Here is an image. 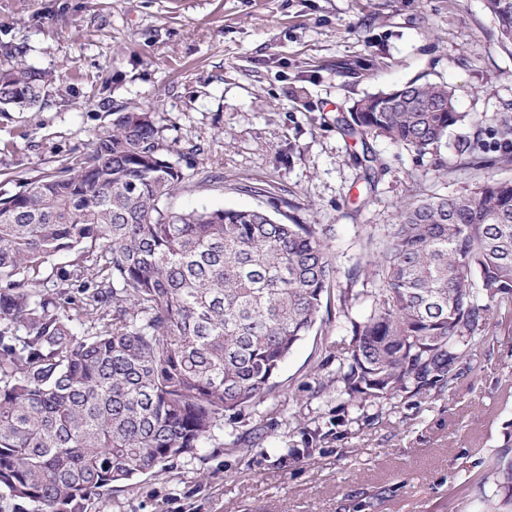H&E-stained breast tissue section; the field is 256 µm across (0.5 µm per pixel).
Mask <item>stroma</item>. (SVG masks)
I'll return each mask as SVG.
<instances>
[{
	"instance_id": "stroma-1",
	"label": "stroma",
	"mask_w": 512,
	"mask_h": 512,
	"mask_svg": "<svg viewBox=\"0 0 512 512\" xmlns=\"http://www.w3.org/2000/svg\"><path fill=\"white\" fill-rule=\"evenodd\" d=\"M17 60L64 89L0 112V194L87 152L113 112L138 106L187 176L171 211L260 207L332 227L338 288L282 364L276 399L226 414L207 447L89 512H512L492 471L512 432V322L489 312V343L449 390L348 409L315 384L368 314L337 294L367 241L407 203L512 182V148L494 132L512 117V49L485 0H0V64ZM414 81L447 85L467 121L424 154L370 140L366 171L340 119ZM201 167L216 181L199 183ZM244 433L251 448H229Z\"/></svg>"
}]
</instances>
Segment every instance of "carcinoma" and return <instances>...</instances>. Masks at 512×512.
Returning <instances> with one entry per match:
<instances>
[{
    "label": "carcinoma",
    "instance_id": "carcinoma-1",
    "mask_svg": "<svg viewBox=\"0 0 512 512\" xmlns=\"http://www.w3.org/2000/svg\"><path fill=\"white\" fill-rule=\"evenodd\" d=\"M512 47V0H486ZM60 78L0 68V112L31 109ZM345 131L418 152L467 115L445 85L365 98ZM152 113H113L91 149L0 197V512H87L257 408L330 293L331 228L262 208L168 210L186 175ZM370 302L318 392L391 403L451 389L487 343L489 303L512 314V183L404 206L366 255ZM494 473L512 493V460Z\"/></svg>",
    "mask_w": 512,
    "mask_h": 512
}]
</instances>
